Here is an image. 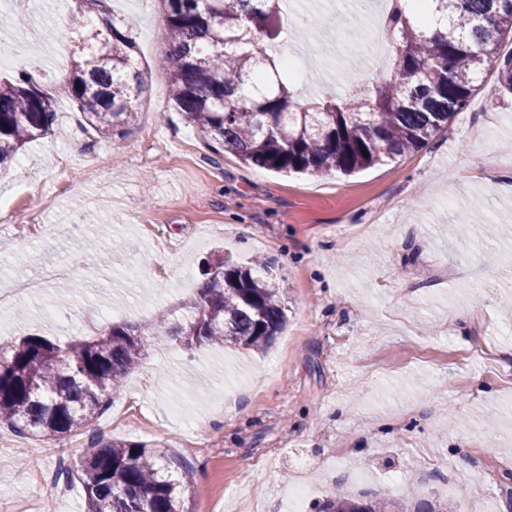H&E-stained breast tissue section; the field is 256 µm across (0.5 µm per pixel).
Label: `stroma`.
Segmentation results:
<instances>
[{
  "mask_svg": "<svg viewBox=\"0 0 512 512\" xmlns=\"http://www.w3.org/2000/svg\"><path fill=\"white\" fill-rule=\"evenodd\" d=\"M136 22L145 81L138 118L100 138L57 103L52 131L0 170V340L88 336L174 308L224 253L266 258L288 323L265 351L178 344L152 351L101 416L60 442L0 427V512H84L51 488L61 458L94 436L165 442L186 463L189 512H282L296 480L313 503L344 489L418 507L512 512V97L484 73L467 111L423 148L352 176L284 175L213 157L170 96L160 0H110ZM72 4L16 24L0 8L11 70H70ZM318 36L269 46L298 69L304 97H348L387 74L361 0H288ZM467 224L468 236L452 235ZM120 256L80 261L85 240ZM458 268L438 280L440 266Z\"/></svg>",
  "mask_w": 512,
  "mask_h": 512,
  "instance_id": "stroma-1",
  "label": "stroma"
}]
</instances>
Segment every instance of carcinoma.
<instances>
[{"label":"carcinoma","mask_w":512,"mask_h":512,"mask_svg":"<svg viewBox=\"0 0 512 512\" xmlns=\"http://www.w3.org/2000/svg\"><path fill=\"white\" fill-rule=\"evenodd\" d=\"M109 0H77L80 13L112 17ZM165 8L163 58L171 99L216 155L285 173H352L416 151L465 110L483 72H496L512 94V0H432L448 33L429 36L407 13L410 0H391L385 17L395 49L391 72L349 99L312 101L290 85L265 44L284 29L286 0H160ZM134 22L122 19L86 32L89 58L75 61L53 90L26 70L0 79V167L52 129L56 100L83 112L101 138L130 124L145 85L132 58ZM232 257L207 264L203 282L180 309L139 323L118 322L82 339L27 334L3 347L0 425L58 442L108 409L126 376L149 351L175 340L202 347L264 350L286 323L275 279ZM183 462L160 442L93 440L76 468H66L85 493L86 512H187L179 474ZM317 512H404L402 505L336 492Z\"/></svg>","instance_id":"carcinoma-1"}]
</instances>
